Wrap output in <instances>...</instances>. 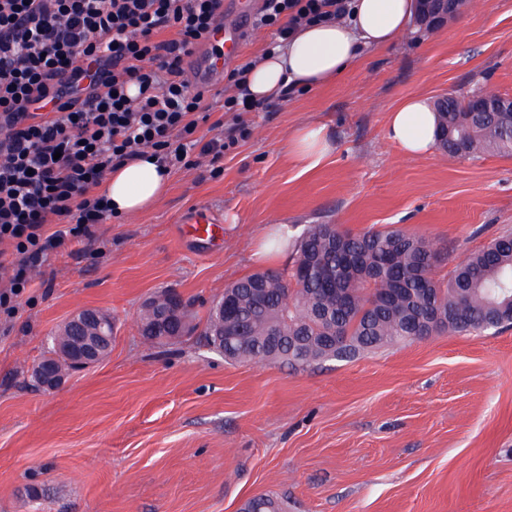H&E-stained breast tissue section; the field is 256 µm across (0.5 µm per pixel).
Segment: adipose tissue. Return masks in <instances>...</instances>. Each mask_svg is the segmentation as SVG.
Instances as JSON below:
<instances>
[{
    "instance_id": "adipose-tissue-1",
    "label": "adipose tissue",
    "mask_w": 512,
    "mask_h": 512,
    "mask_svg": "<svg viewBox=\"0 0 512 512\" xmlns=\"http://www.w3.org/2000/svg\"><path fill=\"white\" fill-rule=\"evenodd\" d=\"M414 8V0H350L345 18L300 28L266 54L249 74V98L267 103L291 91H311L337 82L363 50L392 45L406 31ZM435 130L436 116L418 95L408 96L388 116L389 140L410 156L432 150ZM332 149L328 127L319 121L297 127L287 145L289 156L304 172L319 167ZM169 183L168 172L142 157L112 167L102 189L113 213L131 215L162 199Z\"/></svg>"
}]
</instances>
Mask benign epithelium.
<instances>
[{
	"label": "benign epithelium",
	"instance_id": "benign-epithelium-1",
	"mask_svg": "<svg viewBox=\"0 0 512 512\" xmlns=\"http://www.w3.org/2000/svg\"><path fill=\"white\" fill-rule=\"evenodd\" d=\"M414 22L426 29L435 30L453 21L467 0H415ZM471 112H512V96L495 94L492 98H473ZM166 307L157 319L155 332L165 334V329L178 323L185 309V300L177 292L164 298ZM59 353L41 360L36 370L43 388L51 391L65 379L91 365L102 361L112 347L110 317L96 310H81L64 323Z\"/></svg>",
	"mask_w": 512,
	"mask_h": 512
}]
</instances>
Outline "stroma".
I'll return each mask as SVG.
<instances>
[{
    "label": "stroma",
    "instance_id": "35a3bbf8",
    "mask_svg": "<svg viewBox=\"0 0 512 512\" xmlns=\"http://www.w3.org/2000/svg\"><path fill=\"white\" fill-rule=\"evenodd\" d=\"M483 86L512 94V0L410 29L340 82L243 113L253 133L219 173H173L150 211L58 249L0 319V512H242L262 492L286 512H512V326L306 369L228 362L200 334L225 286L288 262L253 258L271 226L291 241L309 224L399 227L447 249L440 277L512 232V154L411 157L386 133L409 95ZM308 120L335 149L303 173L287 144ZM205 212L220 237L185 235ZM167 290L190 301L197 330L146 343L139 312ZM82 308L111 315L112 349L44 391L32 368Z\"/></svg>",
    "mask_w": 512,
    "mask_h": 512
}]
</instances>
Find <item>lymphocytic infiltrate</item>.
<instances>
[{"instance_id": "f902f5d3", "label": "lymphocytic infiltrate", "mask_w": 512, "mask_h": 512, "mask_svg": "<svg viewBox=\"0 0 512 512\" xmlns=\"http://www.w3.org/2000/svg\"><path fill=\"white\" fill-rule=\"evenodd\" d=\"M347 0H262L257 29L287 39L336 20ZM224 0H0V316L13 318L33 270L112 216L97 188L152 150L178 171L223 158L237 124L201 141L212 106L185 64Z\"/></svg>"}]
</instances>
